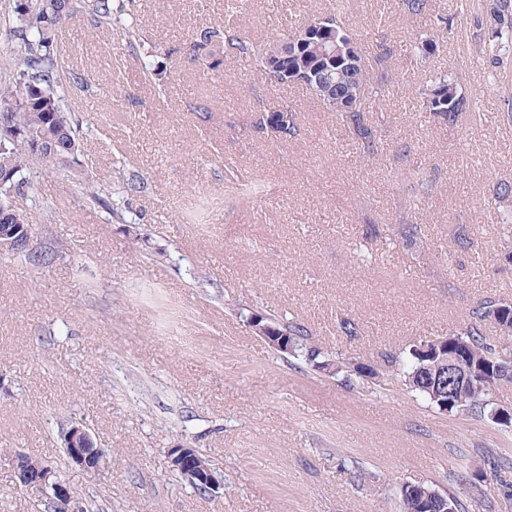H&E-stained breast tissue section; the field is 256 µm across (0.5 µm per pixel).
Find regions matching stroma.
<instances>
[{"label": "stroma", "instance_id": "35a3bbf8", "mask_svg": "<svg viewBox=\"0 0 512 512\" xmlns=\"http://www.w3.org/2000/svg\"><path fill=\"white\" fill-rule=\"evenodd\" d=\"M457 2L412 16L402 0H348L347 28L387 76L369 101L384 115L370 166L302 86L200 70L188 36L222 23L224 0H137L135 24L164 46L154 58L90 18L63 24L65 76L89 82L63 97L84 175L34 167L21 178L36 193L0 189L26 210L35 246L57 252L47 267L0 254V512H47L15 484L18 452L55 464L87 512H399L411 483L455 496L462 512H512V431L440 412L396 380L286 362L248 326L257 309L296 317L330 358L372 365L465 326L485 295L512 299L491 204L512 176V68L489 80L476 55L491 31L482 0L433 57L476 113L443 129L416 106L425 76L410 42ZM274 4L312 16L335 0H247L239 29L265 39ZM284 100L300 114L298 139L254 132L260 109ZM247 179L268 194L243 202L234 184ZM122 181L137 188L120 221L86 187L109 194ZM411 212L423 225L414 245L400 235ZM462 224L478 225V254L458 250ZM340 316L359 335L341 334ZM75 422L110 460L98 476L62 450ZM179 446L208 456L223 490L204 499L181 483L166 459Z\"/></svg>", "mask_w": 512, "mask_h": 512}]
</instances>
